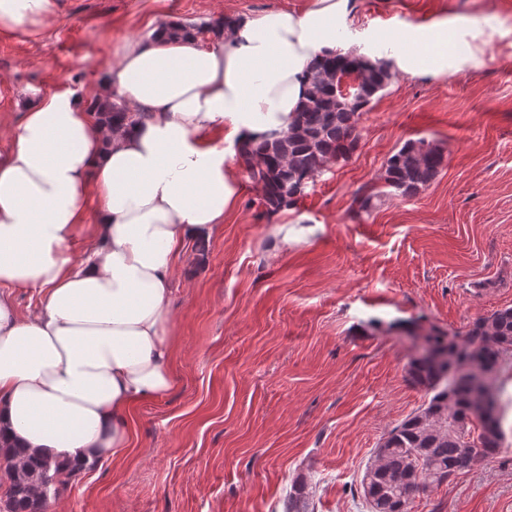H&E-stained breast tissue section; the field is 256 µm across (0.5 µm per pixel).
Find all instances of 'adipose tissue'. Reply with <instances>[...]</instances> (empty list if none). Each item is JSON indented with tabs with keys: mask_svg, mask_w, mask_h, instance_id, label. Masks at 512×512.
I'll return each instance as SVG.
<instances>
[{
	"mask_svg": "<svg viewBox=\"0 0 512 512\" xmlns=\"http://www.w3.org/2000/svg\"><path fill=\"white\" fill-rule=\"evenodd\" d=\"M347 3L242 15L206 47L161 32L125 40L103 95L128 106L120 126L67 90L26 105L0 154V286L43 299L24 316L0 293L9 442L80 471L129 447L133 408L174 390L176 258L235 209L232 146L287 130L310 62L342 47L336 16ZM51 12V0H0V30ZM456 51L439 29L397 65L444 67ZM87 230L90 252L72 261Z\"/></svg>",
	"mask_w": 512,
	"mask_h": 512,
	"instance_id": "obj_1",
	"label": "adipose tissue"
}]
</instances>
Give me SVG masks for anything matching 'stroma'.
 Masks as SVG:
<instances>
[{
    "instance_id": "obj_1",
    "label": "stroma",
    "mask_w": 512,
    "mask_h": 512,
    "mask_svg": "<svg viewBox=\"0 0 512 512\" xmlns=\"http://www.w3.org/2000/svg\"><path fill=\"white\" fill-rule=\"evenodd\" d=\"M37 30L0 31V153L26 99L91 97L128 38L176 20L304 11L309 0H52ZM342 41L395 61L409 31L447 29L468 52L440 73L397 71L359 143L267 219L242 165L238 210L177 257L178 386L134 411L131 445L58 485L48 512H368L361 476L383 435L429 400L412 333L460 332L512 307V0H353ZM423 138L445 153L411 197L357 215L356 193ZM292 231L280 244L274 224ZM500 454L417 496L413 512H512V408Z\"/></svg>"
}]
</instances>
